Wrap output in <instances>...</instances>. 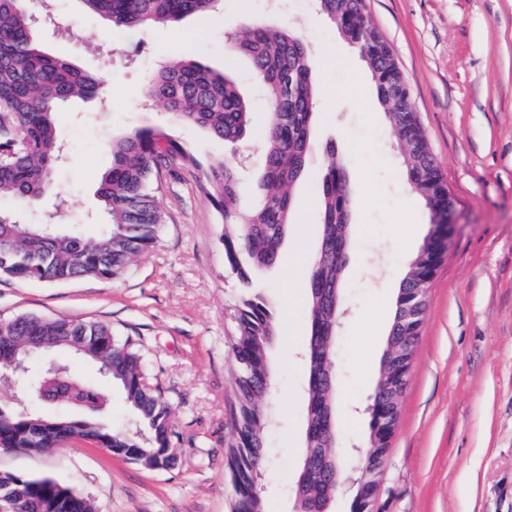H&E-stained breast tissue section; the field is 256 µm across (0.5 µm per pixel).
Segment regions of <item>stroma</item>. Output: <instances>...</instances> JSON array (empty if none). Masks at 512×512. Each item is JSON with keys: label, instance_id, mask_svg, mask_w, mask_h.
Wrapping results in <instances>:
<instances>
[{"label": "stroma", "instance_id": "1", "mask_svg": "<svg viewBox=\"0 0 512 512\" xmlns=\"http://www.w3.org/2000/svg\"><path fill=\"white\" fill-rule=\"evenodd\" d=\"M412 93L422 131L456 201L451 245L432 282L397 429L384 466L385 512H512V0H364ZM47 51L98 74L107 91L58 113L64 147L48 193L34 206L0 207L24 224L57 212L64 228H103L95 189L112 141L157 127L199 162L223 141L142 95L159 65L196 59L236 80L253 118L240 144L242 206L268 119L248 58L228 35L261 18L297 31L317 55L322 94L312 148L294 186L315 199L330 155L345 164L353 246L342 275L344 323L336 336L337 443L347 459L367 449L365 412L392 322L397 289L428 231L429 216L405 179L396 133L376 105L371 74L312 0H218L213 12L170 29L121 30L82 0H27ZM361 85L358 95L338 89ZM166 221L157 242L115 280L60 284L0 277V321L22 314L102 322L136 349L149 384L169 405L178 455L148 469L84 442L44 456L0 452V471L47 475L92 499L98 512H231L225 451L234 440L232 345L240 290L224 259L228 228L196 170L162 175ZM320 242L317 207L295 208L276 263L259 286L279 335L271 353L274 424L265 433L267 512H292L307 397L306 269ZM293 297L292 319L282 317Z\"/></svg>", "mask_w": 512, "mask_h": 512}]
</instances>
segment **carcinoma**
<instances>
[{
	"mask_svg": "<svg viewBox=\"0 0 512 512\" xmlns=\"http://www.w3.org/2000/svg\"><path fill=\"white\" fill-rule=\"evenodd\" d=\"M92 11L122 29L176 25L189 15H205L216 0H82ZM340 35L361 49L376 90L379 107L394 126L409 192L422 199L435 224V213L448 210V186L418 116L413 114L403 75L361 40L367 21L350 0H315ZM238 51L250 59L252 78L263 90L269 125L264 143L265 163L257 183L258 206L239 212L240 169L235 148L242 141L252 113L251 104L235 80L193 59H180L151 74L145 98L157 106L180 112L190 125L224 141L229 152L204 166L167 135L142 127L112 142L110 167L102 175L96 195L102 204L105 227L87 239L78 232L46 225L22 224L18 216L0 209V275L43 283H63L78 277L117 278L129 260L157 241L164 215L159 209V158L168 155L182 167L199 170L206 194L224 223L237 227L224 235V258L241 294L236 308L237 420L234 442L226 459L232 489V512H265L260 479L266 452L263 436L271 422L267 396L272 390L269 351L276 339L277 320L257 291L254 272L273 265L286 235L294 198L290 186L300 175L311 149L310 130L320 89L313 78L314 64L303 39L286 25L252 20L232 38ZM101 79L71 63L46 54L35 31V18L24 0H0V195L34 205L40 201L58 163L62 146L55 114L67 102L93 99ZM322 235L318 253L308 268L310 293L306 315L308 399L304 425L302 466L295 482L296 512H324L336 497V372L333 351L341 313L340 287L349 253L350 189L343 167L333 161L318 189ZM440 246L433 233L419 244L409 265V284L431 287ZM34 336H59L54 349L73 352L90 349L108 365L104 373L119 386L149 437L142 439L112 427L110 397L74 370L66 382L43 375L38 383L51 400L61 399L81 415L44 419L27 413L19 403L0 402V451L25 450L46 454L76 436L96 442L114 455L160 468L161 456L171 447L173 425L168 404L152 389L141 356L129 343L112 336L99 322L66 317L22 315L0 324V343L10 350L0 354V375L13 374L14 356L33 352ZM369 432L392 435L390 398L376 392L366 407ZM386 456L355 460L356 478L351 512H383L384 487L379 468ZM16 488L26 497L25 512H76L70 504L72 487L50 477L0 473V495Z\"/></svg>",
	"mask_w": 512,
	"mask_h": 512,
	"instance_id": "carcinoma-1",
	"label": "carcinoma"
}]
</instances>
